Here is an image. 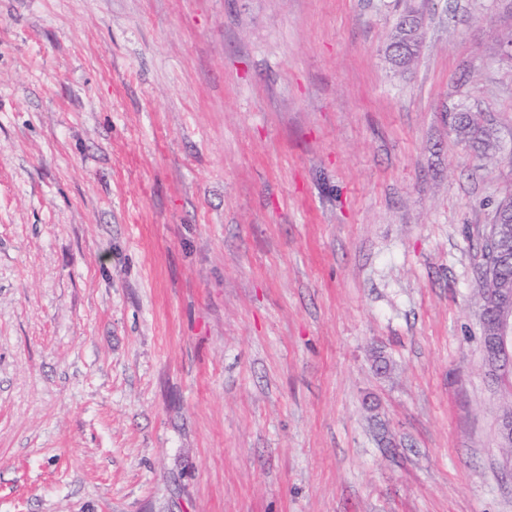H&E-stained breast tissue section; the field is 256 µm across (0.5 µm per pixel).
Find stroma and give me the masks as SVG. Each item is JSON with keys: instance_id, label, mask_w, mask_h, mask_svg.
<instances>
[{"instance_id": "stroma-1", "label": "stroma", "mask_w": 512, "mask_h": 512, "mask_svg": "<svg viewBox=\"0 0 512 512\" xmlns=\"http://www.w3.org/2000/svg\"><path fill=\"white\" fill-rule=\"evenodd\" d=\"M511 34L512 0H0V512H512ZM454 130L462 139L477 148L485 150L493 146L492 131L479 124L469 113H458L455 115ZM480 274V280L483 286L484 306L495 304L504 288L512 289L511 264L507 271L504 272L497 267L487 266L484 263ZM491 317L495 323V337L499 347L506 353H512V305L504 301L497 310L481 315L482 321ZM485 332L486 330L482 325L481 344L485 361L489 367V375L494 384L512 396V357L511 360L505 357H497L490 346L489 336L493 335L490 334V329H488L489 336L485 337L483 336Z\"/></svg>"}]
</instances>
